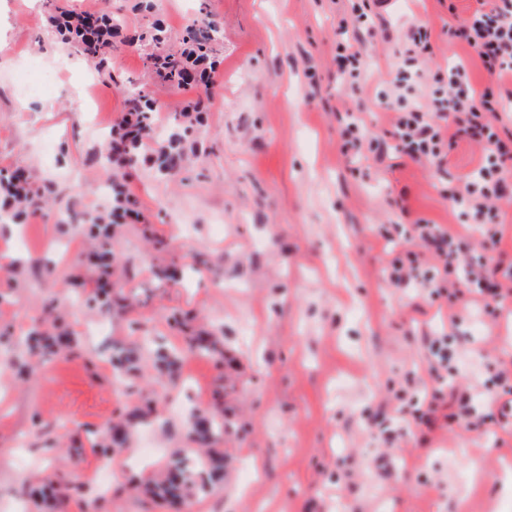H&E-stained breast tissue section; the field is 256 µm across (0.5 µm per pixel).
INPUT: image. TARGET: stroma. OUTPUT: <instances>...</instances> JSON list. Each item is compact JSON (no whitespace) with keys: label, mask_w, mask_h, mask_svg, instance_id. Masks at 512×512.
<instances>
[{"label":"stroma","mask_w":512,"mask_h":512,"mask_svg":"<svg viewBox=\"0 0 512 512\" xmlns=\"http://www.w3.org/2000/svg\"><path fill=\"white\" fill-rule=\"evenodd\" d=\"M56 2L0 0V169L53 188L37 220L0 222V512L7 495L21 512H167L132 486L174 449L193 450L187 414L234 423L218 443L229 464L209 494L187 499L191 512H505L511 434L415 429L388 451L394 471L384 476L376 459L385 451L370 431L396 416L424 334L467 337L452 361L461 390L512 351V317L472 307L453 326L447 300L390 286L387 264L410 246L379 234L420 218L469 221L449 190L482 149L459 143L443 170L396 158L383 94L398 46L382 34L422 26L427 70L462 60L484 83L475 51L448 39L476 0H392L384 12L364 0L376 33L362 44L356 111L367 141L383 148L362 156L343 152L336 119L345 93L336 32L358 29L351 0H154L149 10L139 0H71L121 20L108 78L75 50L57 53ZM203 17L220 29L218 66L203 119L188 130L181 110L194 91L156 82L132 36L158 19L175 45ZM129 87L164 104L166 136L188 135L170 173L144 154L120 168L105 158ZM112 181L142 214L109 243L118 312L72 281L94 241L88 225L65 220L110 210L100 186ZM36 330L76 347L35 357L27 338ZM190 333L223 337L236 369L185 351ZM146 336L181 349L178 368L168 378L142 358L134 391H124L109 349ZM146 407L159 416L156 456L128 466L141 446L130 436L111 454L110 491L100 494L101 434ZM56 473L72 488L65 502L24 496Z\"/></svg>","instance_id":"1"}]
</instances>
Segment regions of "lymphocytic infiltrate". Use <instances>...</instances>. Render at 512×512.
Masks as SVG:
<instances>
[{
	"instance_id": "lymphocytic-infiltrate-1",
	"label": "lymphocytic infiltrate",
	"mask_w": 512,
	"mask_h": 512,
	"mask_svg": "<svg viewBox=\"0 0 512 512\" xmlns=\"http://www.w3.org/2000/svg\"><path fill=\"white\" fill-rule=\"evenodd\" d=\"M478 6L467 17L462 29L449 30L450 38L463 39L478 54L489 78L476 88L464 62L429 75L426 85L430 99L426 105L399 108L391 137L399 155L415 162L446 165L449 151L459 142L482 148L481 163L461 187L455 200L465 204L475 226L486 242L501 246L506 215L498 202L512 191V148L502 140L491 121L502 110L498 92L503 78L512 77V0H477ZM403 69L394 80L397 98L406 97L410 82L423 69L422 58L431 51L429 36L420 29L408 28L401 37ZM155 118L132 113L112 127V152L125 154L128 147L153 149ZM404 243L421 247V254L409 262L396 261L388 268L395 287L413 285L429 296H445L464 304L482 305L490 316H497L512 301V271H500L491 259L471 253L469 237L444 224L418 219L401 228ZM459 269L460 277L449 278V268ZM448 337L422 339L426 372L431 382L422 404L401 411L402 422L385 428L380 439L385 447L405 436L411 424L432 422L444 404V381L452 374ZM457 425L470 431L512 427V366L498 362L490 381L477 387L476 396L459 400L450 415Z\"/></svg>"
}]
</instances>
